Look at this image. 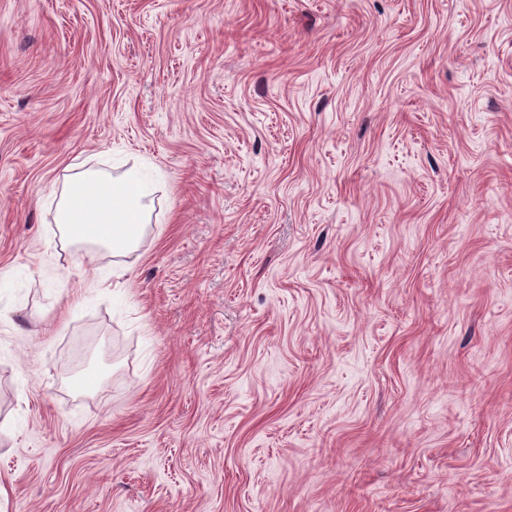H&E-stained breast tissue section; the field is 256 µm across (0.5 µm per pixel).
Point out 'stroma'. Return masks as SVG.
<instances>
[{"label": "stroma", "mask_w": 512, "mask_h": 512, "mask_svg": "<svg viewBox=\"0 0 512 512\" xmlns=\"http://www.w3.org/2000/svg\"><path fill=\"white\" fill-rule=\"evenodd\" d=\"M1 276L0 512H512V0H0ZM157 181L148 164L133 165L115 176L102 169L74 171L56 208L63 246H82L90 262L100 250L132 258L151 221Z\"/></svg>", "instance_id": "35a3bbf8"}]
</instances>
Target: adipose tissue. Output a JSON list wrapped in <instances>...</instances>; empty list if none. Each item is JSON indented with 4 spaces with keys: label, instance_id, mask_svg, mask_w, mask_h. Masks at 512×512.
<instances>
[{
    "label": "adipose tissue",
    "instance_id": "obj_1",
    "mask_svg": "<svg viewBox=\"0 0 512 512\" xmlns=\"http://www.w3.org/2000/svg\"><path fill=\"white\" fill-rule=\"evenodd\" d=\"M157 181L147 164L117 175L102 169L74 171L56 208L63 246H81L91 260L98 251H109L117 258L113 275H124L149 227Z\"/></svg>",
    "mask_w": 512,
    "mask_h": 512
}]
</instances>
